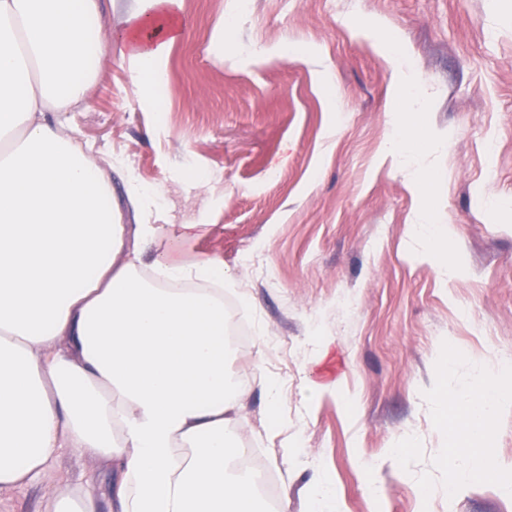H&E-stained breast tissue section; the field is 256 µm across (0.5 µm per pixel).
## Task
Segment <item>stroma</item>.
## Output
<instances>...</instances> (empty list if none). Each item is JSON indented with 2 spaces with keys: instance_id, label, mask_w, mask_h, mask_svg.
Here are the masks:
<instances>
[{
  "instance_id": "35a3bbf8",
  "label": "stroma",
  "mask_w": 512,
  "mask_h": 512,
  "mask_svg": "<svg viewBox=\"0 0 512 512\" xmlns=\"http://www.w3.org/2000/svg\"><path fill=\"white\" fill-rule=\"evenodd\" d=\"M180 5L188 26L152 100L116 37L139 0H106L91 105L65 131L107 170V204L132 172L160 193L150 222L205 225L182 259L216 258L230 294L250 279L240 305L255 329L227 369L252 375L239 431L280 475L275 512H308L322 475L340 512H506L512 404L490 419L494 471L449 491L441 451L477 368L512 351V0ZM394 40L420 100L402 98ZM395 122L414 128L411 154H387ZM424 208L432 224L413 234ZM435 224L456 237V278L421 254ZM264 376L281 385V435L264 428ZM326 379L335 392L310 397ZM89 474L112 479L65 449L42 481L0 493V512H45Z\"/></svg>"
}]
</instances>
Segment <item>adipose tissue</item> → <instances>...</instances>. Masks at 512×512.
Instances as JSON below:
<instances>
[{
  "label": "adipose tissue",
  "mask_w": 512,
  "mask_h": 512,
  "mask_svg": "<svg viewBox=\"0 0 512 512\" xmlns=\"http://www.w3.org/2000/svg\"><path fill=\"white\" fill-rule=\"evenodd\" d=\"M120 38L136 87L158 95L184 35L179 0H148ZM100 0H0V490L79 448L116 474L115 512H262L226 369L224 267L172 242L200 224H126L109 183L60 132L88 103ZM512 402V373L478 372L474 426Z\"/></svg>",
  "instance_id": "1"
}]
</instances>
